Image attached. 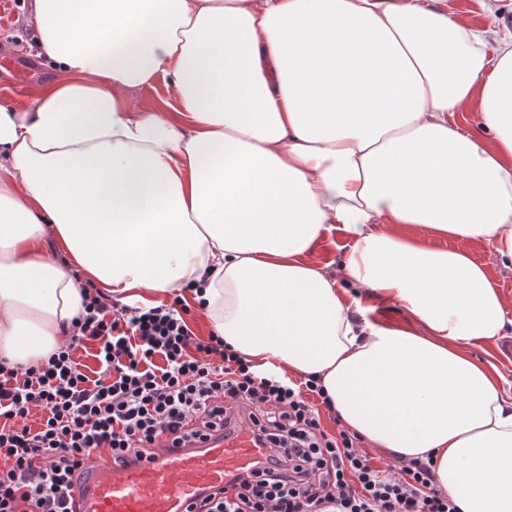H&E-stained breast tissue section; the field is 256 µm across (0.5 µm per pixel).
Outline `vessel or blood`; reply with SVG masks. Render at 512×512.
Wrapping results in <instances>:
<instances>
[{"label":"vessel or blood","mask_w":512,"mask_h":512,"mask_svg":"<svg viewBox=\"0 0 512 512\" xmlns=\"http://www.w3.org/2000/svg\"><path fill=\"white\" fill-rule=\"evenodd\" d=\"M265 448L247 428L215 434L203 445L165 447L133 464L105 458L83 470L73 512H185L200 494L229 488Z\"/></svg>","instance_id":"obj_1"}]
</instances>
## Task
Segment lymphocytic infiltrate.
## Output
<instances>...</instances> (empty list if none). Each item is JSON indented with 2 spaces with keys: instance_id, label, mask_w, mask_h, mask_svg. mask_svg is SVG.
<instances>
[{
  "instance_id": "obj_1",
  "label": "lymphocytic infiltrate",
  "mask_w": 512,
  "mask_h": 512,
  "mask_svg": "<svg viewBox=\"0 0 512 512\" xmlns=\"http://www.w3.org/2000/svg\"><path fill=\"white\" fill-rule=\"evenodd\" d=\"M83 304L69 344L44 364H0V512H70L76 473L95 458L133 462L242 426L268 455L190 512H460L431 460H405L395 473L373 463L354 431L327 432L320 409L331 401L313 377L299 384L255 369L223 338L196 336L172 305L116 311L95 288ZM90 341L102 367L94 381L74 359Z\"/></svg>"
}]
</instances>
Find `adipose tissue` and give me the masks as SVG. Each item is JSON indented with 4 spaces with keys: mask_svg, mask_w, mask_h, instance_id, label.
Returning a JSON list of instances; mask_svg holds the SVG:
<instances>
[{
    "mask_svg": "<svg viewBox=\"0 0 512 512\" xmlns=\"http://www.w3.org/2000/svg\"><path fill=\"white\" fill-rule=\"evenodd\" d=\"M445 0H32L55 72L0 103V362L66 345L92 284L190 289L256 368L312 376L341 423L431 459L461 512H512V394L468 353L507 331L512 42ZM165 79L171 107L133 93ZM476 108L491 140L463 131ZM337 266L310 256L331 230ZM55 242L58 257L45 245ZM424 334L378 325L371 300ZM412 233L430 246L465 249L469 251L476 260L488 264L493 284L505 301V318L507 322L512 321V270L503 269L495 262L487 243L482 241L437 240L425 229L417 226L413 227Z\"/></svg>",
    "mask_w": 512,
    "mask_h": 512,
    "instance_id": "ef3b65f1",
    "label": "adipose tissue"
}]
</instances>
